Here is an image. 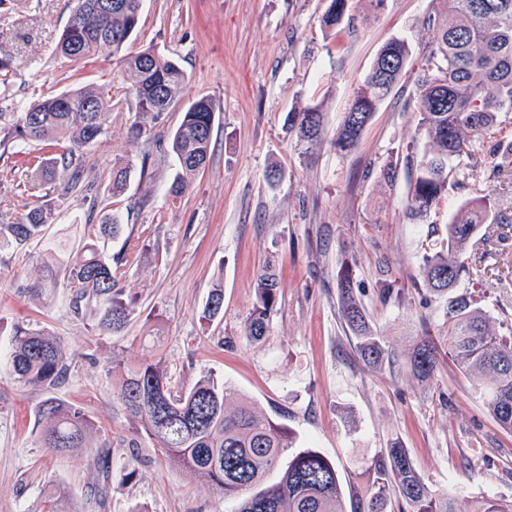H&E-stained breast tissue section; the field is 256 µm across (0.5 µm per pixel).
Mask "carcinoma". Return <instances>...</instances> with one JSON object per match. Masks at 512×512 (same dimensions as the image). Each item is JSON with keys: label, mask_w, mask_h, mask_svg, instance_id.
Wrapping results in <instances>:
<instances>
[{"label": "carcinoma", "mask_w": 512, "mask_h": 512, "mask_svg": "<svg viewBox=\"0 0 512 512\" xmlns=\"http://www.w3.org/2000/svg\"><path fill=\"white\" fill-rule=\"evenodd\" d=\"M75 0L58 50L73 61H86L108 50L121 56L123 77L140 114L156 117L175 102L187 85L180 63L148 48L123 54L136 32L143 0ZM349 0H330L322 25L338 32L345 23ZM423 18L433 39L417 64L414 79L418 127L430 149L418 160L409 157L410 182L405 216H426L448 193L472 180L512 184V141L499 143L487 161L473 143L472 133L492 129L502 112H512V0H434ZM413 56L408 41L394 37L375 58L364 83L349 99L341 123L333 134L336 150L345 155L358 143L374 112L407 73ZM112 110V88L86 85L57 96L24 104L7 120L0 113V148L38 144L66 146L39 163L37 171L50 182H65L75 192L89 191L85 150L105 132ZM215 104L206 98L188 104L176 129L153 141L157 149L173 155L177 172L168 193L177 198L205 167L211 144ZM285 122L295 136V148L305 156L327 135L324 102L302 103L289 111ZM129 164L118 161L109 172L112 190L122 191L129 179ZM52 222L51 207L32 208L17 223L0 225V249L43 243L45 274L28 291L41 296L60 283L74 289L73 312L93 307L98 326L123 329L130 315L112 277V261L95 242H87L74 258H62L63 244L44 238ZM512 220L491 194L467 199L447 227L439 249L423 254L420 267L427 293L445 298L448 353L472 379L498 426L512 433V325L496 329L482 296L458 287L474 275L467 251L491 232ZM276 274L265 270L255 283L256 303L246 320L247 336L262 340L276 302ZM338 309L356 340V351L371 368L394 362V349L372 323L354 289L350 268L337 272ZM224 307V292L212 289L204 308L211 321ZM9 364L15 380L25 386L48 388L66 373L60 341L42 329H13ZM406 365L421 382L430 381L437 367L436 349L426 336L414 338ZM115 400L137 421L139 431L156 442L158 450L175 464L211 484L226 498H239L234 512H346L336 464L320 453L293 447L290 433L248 402L229 412L224 407V382L213 376L199 380L186 392H176L163 365L153 356L135 367L120 369ZM41 425V447L55 454L89 449L93 462L107 480L112 465V444L90 443L93 423L83 409L50 398L36 411ZM279 471L275 481L270 472ZM374 481L358 499L357 512H387L396 499L400 512H457L446 491L429 485L415 470L398 440L372 460ZM41 512H77L61 491L44 496ZM470 512H512V501L481 498Z\"/></svg>", "instance_id": "1"}]
</instances>
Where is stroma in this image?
Segmentation results:
<instances>
[{"mask_svg":"<svg viewBox=\"0 0 512 512\" xmlns=\"http://www.w3.org/2000/svg\"><path fill=\"white\" fill-rule=\"evenodd\" d=\"M328 3L143 0L127 52L155 48L189 77L181 100L156 118L136 111L118 58L106 52L78 63L57 52L74 0H0V58L11 60L0 83V112L91 82L112 87L106 134L87 152L96 198L63 194L39 177L28 155L8 152L0 156V219L16 221L50 204L47 237L66 239L74 250L98 232L84 221L88 211L117 215L121 231L107 253L130 311L124 329L103 332L93 314L73 313L72 289L29 293L42 275L40 244L0 250V512H39L55 483L67 487L78 512H230L223 494L162 458L112 397L113 363L133 365L153 351L176 390L214 375L227 385V410L250 400L288 429L295 449L334 461L349 510L373 480L372 459L393 438L428 484L455 498L458 512H470L481 497L512 499V435L497 426L466 376L445 354L427 385L401 362L367 369L338 313L336 288L340 264L348 262L377 328L397 352L418 331L444 342L442 302L422 301L416 288L421 257L438 247L463 197L489 193L507 202L512 190L480 180L466 194L450 193L423 220L405 218L406 178L383 189L375 171L389 160L405 166L408 152L426 150L407 76L347 158L326 142L309 158L297 154L285 125L297 102L324 98L327 128L335 130L389 38L405 37L417 51L432 39L422 24L432 0H386L376 10L351 0V22L336 38L320 25ZM201 97L216 104L209 161L174 198L171 158L156 154L143 164L146 143L131 126L168 135L187 103ZM116 160L132 165L117 196L109 183ZM273 163L282 177L271 184L266 170ZM486 251L481 276L465 286L483 293L498 319L512 313V223ZM268 265L278 276L277 300L268 332L256 342L244 323ZM383 279L404 289V302L382 301ZM218 282L224 308L208 322L202 311ZM18 323L61 341L69 365L61 383L32 388L10 377L5 360ZM48 398L82 407L95 425L94 443L111 442L109 482L85 450L57 456L41 447L35 412Z\"/></svg>","mask_w":512,"mask_h":512,"instance_id":"35a3bbf8","label":"stroma"}]
</instances>
